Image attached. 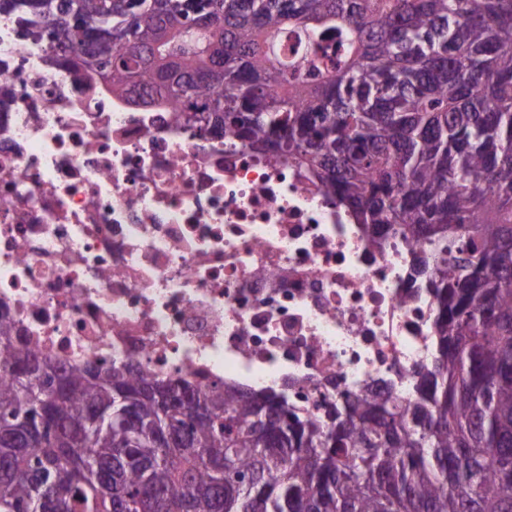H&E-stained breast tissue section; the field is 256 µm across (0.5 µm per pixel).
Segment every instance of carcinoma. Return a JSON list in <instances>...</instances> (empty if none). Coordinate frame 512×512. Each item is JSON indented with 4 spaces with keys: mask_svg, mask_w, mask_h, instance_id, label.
<instances>
[{
    "mask_svg": "<svg viewBox=\"0 0 512 512\" xmlns=\"http://www.w3.org/2000/svg\"><path fill=\"white\" fill-rule=\"evenodd\" d=\"M20 7L73 68L280 152L358 223L423 240L443 316L420 399L353 400L330 424L230 387L59 371L1 319L0 512H512V0ZM289 30L310 51L285 58Z\"/></svg>",
    "mask_w": 512,
    "mask_h": 512,
    "instance_id": "1",
    "label": "carcinoma"
}]
</instances>
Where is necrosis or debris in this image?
<instances>
[{
    "label": "necrosis or debris",
    "instance_id": "necrosis-or-debris-1",
    "mask_svg": "<svg viewBox=\"0 0 512 512\" xmlns=\"http://www.w3.org/2000/svg\"><path fill=\"white\" fill-rule=\"evenodd\" d=\"M0 11V318L58 369L286 397L415 398L438 301L420 241L288 156L120 97Z\"/></svg>",
    "mask_w": 512,
    "mask_h": 512
}]
</instances>
